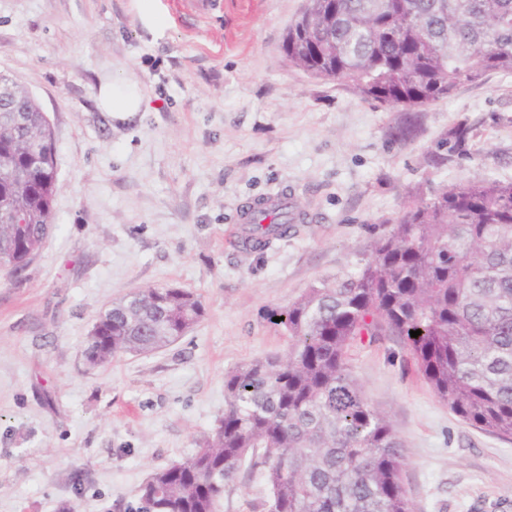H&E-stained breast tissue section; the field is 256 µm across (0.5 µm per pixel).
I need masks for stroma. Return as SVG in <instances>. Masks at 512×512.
I'll return each mask as SVG.
<instances>
[{"mask_svg": "<svg viewBox=\"0 0 512 512\" xmlns=\"http://www.w3.org/2000/svg\"><path fill=\"white\" fill-rule=\"evenodd\" d=\"M303 5L157 0L155 30L136 0H0V72L45 112L58 179L44 247L0 267V512H141L152 472L215 432L225 373L287 350L268 309L355 271L408 200L512 182V74L420 107L397 141L403 107L288 65ZM112 77L137 82L142 112L98 108ZM277 192L299 205L289 235L243 250L244 206ZM144 288L192 291L205 314L166 348L88 365L98 316ZM348 365L403 445L413 512H512V443L439 402L399 337L354 342ZM267 495L242 468L219 512Z\"/></svg>", "mask_w": 512, "mask_h": 512, "instance_id": "35a3bbf8", "label": "stroma"}]
</instances>
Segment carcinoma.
Returning a JSON list of instances; mask_svg holds the SVG:
<instances>
[{
  "label": "carcinoma",
  "instance_id": "1",
  "mask_svg": "<svg viewBox=\"0 0 512 512\" xmlns=\"http://www.w3.org/2000/svg\"><path fill=\"white\" fill-rule=\"evenodd\" d=\"M288 64L408 109L391 136L413 139L414 108L490 71L512 73V0H305L284 40ZM11 87L0 104V261L42 248L57 191L50 125ZM252 249L288 233V212L250 210ZM204 315L180 288L135 291L99 316L85 353L103 365L184 336ZM288 349L224 375V419L197 451L141 489L155 512H219L241 466L262 469L264 512H412L388 415L352 378L350 345L400 337L455 416L512 441V182L468 180L411 200L361 258L279 311ZM421 331L414 338L410 331Z\"/></svg>",
  "mask_w": 512,
  "mask_h": 512
}]
</instances>
